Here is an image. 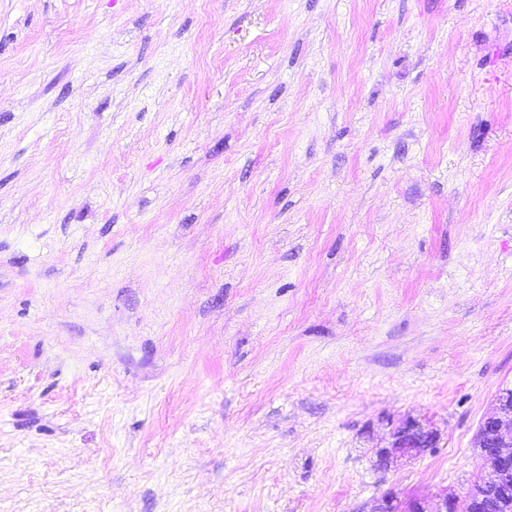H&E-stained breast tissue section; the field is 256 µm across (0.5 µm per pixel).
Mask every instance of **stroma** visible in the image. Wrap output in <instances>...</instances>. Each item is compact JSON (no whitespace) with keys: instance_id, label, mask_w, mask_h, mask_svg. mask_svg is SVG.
Returning <instances> with one entry per match:
<instances>
[{"instance_id":"stroma-1","label":"stroma","mask_w":512,"mask_h":512,"mask_svg":"<svg viewBox=\"0 0 512 512\" xmlns=\"http://www.w3.org/2000/svg\"><path fill=\"white\" fill-rule=\"evenodd\" d=\"M506 387L512 0H0V512L461 494ZM440 433L427 419L408 416L392 427L389 438L371 448L373 465L386 472L399 463H407L426 456L437 448Z\"/></svg>"}]
</instances>
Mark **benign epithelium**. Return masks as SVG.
Instances as JSON below:
<instances>
[{"label": "benign epithelium", "mask_w": 512, "mask_h": 512, "mask_svg": "<svg viewBox=\"0 0 512 512\" xmlns=\"http://www.w3.org/2000/svg\"><path fill=\"white\" fill-rule=\"evenodd\" d=\"M482 468L480 491L462 495L446 491L433 497L405 495L389 487L376 496L367 512H482L512 485V396L502 394L479 429ZM440 433L427 419L407 417L392 427L389 438L371 449L373 465L386 472L400 463L426 456L437 447Z\"/></svg>", "instance_id": "benign-epithelium-1"}]
</instances>
